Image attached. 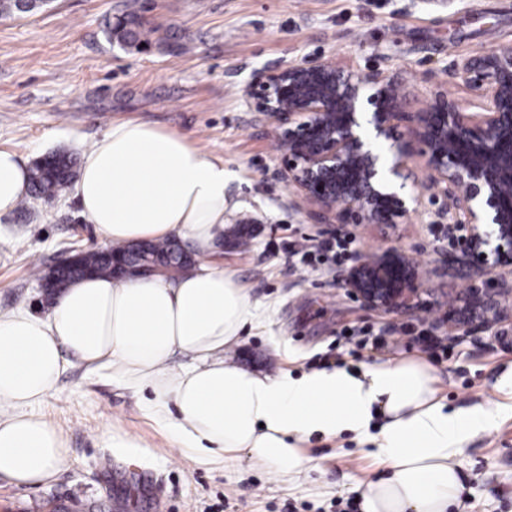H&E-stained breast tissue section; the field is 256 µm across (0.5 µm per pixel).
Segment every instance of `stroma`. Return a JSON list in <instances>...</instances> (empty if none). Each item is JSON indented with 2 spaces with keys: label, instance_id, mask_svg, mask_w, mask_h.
Here are the masks:
<instances>
[{
  "label": "stroma",
  "instance_id": "stroma-1",
  "mask_svg": "<svg viewBox=\"0 0 512 512\" xmlns=\"http://www.w3.org/2000/svg\"><path fill=\"white\" fill-rule=\"evenodd\" d=\"M134 12L171 27L188 51L120 47L107 39L115 17ZM512 43V0H51L30 17H0V147L26 163L53 151L83 155L110 122L136 119L188 137L223 158L226 224H250L248 248L216 251V267L248 289L269 313L245 328L232 360L293 376L336 365L354 368L402 359L434 368L437 396L449 409L495 405L493 426L458 455L464 490L451 512H512V325L459 339L448 303L467 281L448 260L427 215L396 224L334 227L307 217L281 174L272 126L245 105L254 70L321 58L360 71L391 68L408 91L438 85L460 101L470 89L450 81V62L483 46ZM347 239L341 262L303 265L305 245ZM101 240L70 193L53 203L28 199L0 217V315L39 312L34 267ZM395 248L420 271L419 310L396 317L361 309L336 277L357 252ZM430 330L447 354L422 351ZM55 389L31 409L65 437L67 465L39 485L0 476V512H348L356 481L385 473L375 448L352 432L305 438L311 468L286 483L249 457L207 463L183 454L170 423L149 413L151 391L111 370L65 354ZM115 428L106 444L102 434Z\"/></svg>",
  "mask_w": 512,
  "mask_h": 512
}]
</instances>
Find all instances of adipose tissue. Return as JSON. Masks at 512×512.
<instances>
[{"instance_id": "1", "label": "adipose tissue", "mask_w": 512, "mask_h": 512, "mask_svg": "<svg viewBox=\"0 0 512 512\" xmlns=\"http://www.w3.org/2000/svg\"><path fill=\"white\" fill-rule=\"evenodd\" d=\"M29 168L0 148V217L25 195ZM223 159L185 136L139 120L113 122L85 153L73 184L81 215L106 244L184 235L197 267L175 280L89 275L73 281L46 314L0 315V475L19 484L50 480L68 461L64 436L25 414L54 390L64 352L156 395L155 414L175 403L173 439L210 461L246 452L280 478L305 471L302 440L344 431L376 445L387 478L356 486L362 512H448L462 487L453 459L492 425L496 411H447L430 365L400 360L271 377L229 362L246 325L266 317L233 276L208 258L224 240ZM193 359L175 371L174 354Z\"/></svg>"}]
</instances>
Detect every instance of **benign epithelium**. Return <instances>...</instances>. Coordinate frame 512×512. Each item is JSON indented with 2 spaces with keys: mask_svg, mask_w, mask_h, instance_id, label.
Listing matches in <instances>:
<instances>
[{
  "mask_svg": "<svg viewBox=\"0 0 512 512\" xmlns=\"http://www.w3.org/2000/svg\"><path fill=\"white\" fill-rule=\"evenodd\" d=\"M449 75L472 92L463 103L431 92L424 106L397 73L357 72L328 60L264 67L252 73L248 109L274 125L288 144L282 172L313 206L320 224H396L416 211L422 193L404 195L407 161L418 155L424 188L438 204L434 224L448 257L467 271L468 288L449 310L462 338L512 320L503 275L512 272V44L482 47L453 60ZM404 127L401 133L398 127ZM112 269L153 274L135 250ZM419 271L397 250L359 257L339 287L368 310L416 313Z\"/></svg>",
  "mask_w": 512,
  "mask_h": 512,
  "instance_id": "benign-epithelium-1",
  "label": "benign epithelium"
}]
</instances>
